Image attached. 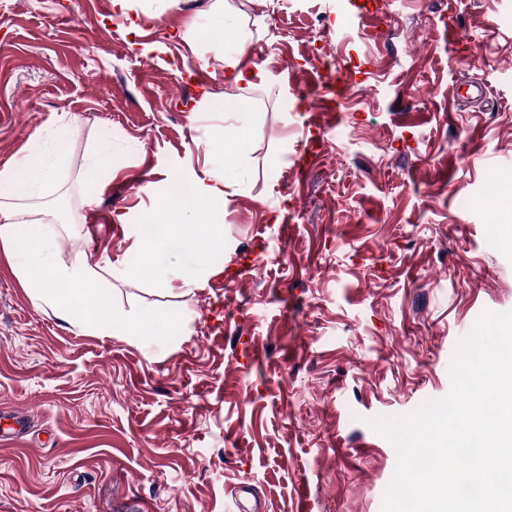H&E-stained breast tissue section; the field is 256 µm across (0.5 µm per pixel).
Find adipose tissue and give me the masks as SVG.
I'll return each instance as SVG.
<instances>
[{
    "label": "adipose tissue",
    "instance_id": "obj_1",
    "mask_svg": "<svg viewBox=\"0 0 512 512\" xmlns=\"http://www.w3.org/2000/svg\"><path fill=\"white\" fill-rule=\"evenodd\" d=\"M212 29L236 40L233 50L224 56L225 73L234 81L249 86L263 83L264 74L244 63L250 37L242 32L237 16L224 10L214 11ZM243 137L238 128L228 133L219 132L215 137L216 165L207 178L196 182L192 197L180 203L162 199L148 218L149 223L165 224L171 212H178L180 222L176 231L203 265L214 253L224 249V205L239 193L241 187L234 171L231 146L242 143ZM50 176L49 166L31 162L26 177L13 184L10 199L0 201V248L20 261L21 278L30 287L34 300L66 317L72 315L71 303H78L80 313L72 316H75L77 326L84 329L120 330L145 344L155 343L158 338L168 335L177 320L176 315L163 319L153 318L146 312L134 318L119 315L114 310L100 307L98 295L87 289L86 283L92 278L88 269L54 265L49 254L51 239L44 222L35 218L33 210L27 206L38 185ZM62 282L69 286V294L65 297L58 290Z\"/></svg>",
    "mask_w": 512,
    "mask_h": 512
}]
</instances>
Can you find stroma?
Here are the masks:
<instances>
[{"mask_svg":"<svg viewBox=\"0 0 512 512\" xmlns=\"http://www.w3.org/2000/svg\"><path fill=\"white\" fill-rule=\"evenodd\" d=\"M218 4L264 83L226 79ZM300 68L347 73L313 133ZM459 82L483 97L454 102ZM235 127L223 254L200 268L168 235L176 275L121 279ZM37 157L56 266L181 320L150 348L82 329L0 251V412L28 423L0 439V512H381L396 453L369 420L445 396L458 340L512 310V0H0V170Z\"/></svg>","mask_w":512,"mask_h":512,"instance_id":"obj_1","label":"stroma"}]
</instances>
